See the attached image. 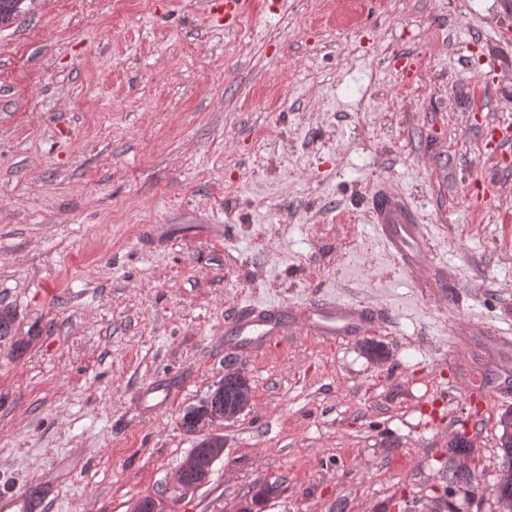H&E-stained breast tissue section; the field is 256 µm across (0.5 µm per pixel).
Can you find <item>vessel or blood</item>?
Returning a JSON list of instances; mask_svg holds the SVG:
<instances>
[{"label":"vessel or blood","mask_w":512,"mask_h":512,"mask_svg":"<svg viewBox=\"0 0 512 512\" xmlns=\"http://www.w3.org/2000/svg\"><path fill=\"white\" fill-rule=\"evenodd\" d=\"M245 0H206L210 15L236 18ZM495 154L512 153V124L498 122L487 128ZM376 218L375 230L393 262L413 271L430 263L428 234L417 212L399 194L378 184L370 192ZM384 321L379 311L363 302L316 298L301 306L283 303H253L235 310L224 324V351L246 355L275 342L291 326L307 330L323 341L332 342L352 336H365ZM171 398L166 384L156 383L139 392L136 410L145 414L164 407Z\"/></svg>","instance_id":"vessel-or-blood-1"}]
</instances>
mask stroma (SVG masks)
Returning <instances> with one entry per match:
<instances>
[{
	"label": "stroma",
	"mask_w": 512,
	"mask_h": 512,
	"mask_svg": "<svg viewBox=\"0 0 512 512\" xmlns=\"http://www.w3.org/2000/svg\"><path fill=\"white\" fill-rule=\"evenodd\" d=\"M503 2L249 0L227 26L205 0H24L0 28V307L28 343L0 346V496L236 512L275 483L259 512H507L512 347L483 335L512 337V161L483 141L512 123ZM378 181L426 225V275L377 238ZM319 297L386 320L225 355L238 306ZM230 366L251 405L182 494L180 418ZM159 380L170 405L135 416ZM500 425L503 433L500 437L502 451V470L495 484L494 492L498 500L507 507L512 506V409L502 414Z\"/></svg>",
	"instance_id": "35a3bbf8"
}]
</instances>
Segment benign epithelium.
<instances>
[{
    "instance_id": "7a95c632",
    "label": "benign epithelium",
    "mask_w": 512,
    "mask_h": 512,
    "mask_svg": "<svg viewBox=\"0 0 512 512\" xmlns=\"http://www.w3.org/2000/svg\"><path fill=\"white\" fill-rule=\"evenodd\" d=\"M221 400L223 407L211 416L202 418L197 424V434L203 437L202 447L213 449V460H218L224 453V440L212 432V426L220 422L233 421L239 417L249 406L251 401V387L240 371L229 368L224 371V377L210 391L206 401ZM197 457L192 454L184 458L178 472H193L198 475L195 480L177 478L178 487L189 493L194 492L208 483L211 471L200 468L196 463Z\"/></svg>"
}]
</instances>
